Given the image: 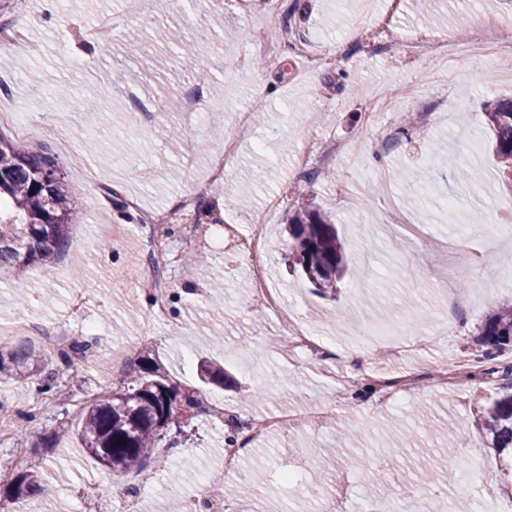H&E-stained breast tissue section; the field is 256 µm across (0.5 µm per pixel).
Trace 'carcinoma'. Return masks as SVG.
Here are the masks:
<instances>
[{
	"instance_id": "carcinoma-1",
	"label": "carcinoma",
	"mask_w": 512,
	"mask_h": 512,
	"mask_svg": "<svg viewBox=\"0 0 512 512\" xmlns=\"http://www.w3.org/2000/svg\"><path fill=\"white\" fill-rule=\"evenodd\" d=\"M483 128L493 143V154L503 181L512 188V99L485 103ZM57 158L46 152H31L0 136V268L22 274L34 263H51L70 243V230L77 217L76 205L63 185ZM288 261L307 267L318 276L315 291L336 295L347 272L342 242L330 215L311 204L288 217ZM479 340L501 356L512 348V301L495 306L486 315ZM70 352L58 353L49 362L19 346L0 356V374L28 378L41 376V393L52 401L62 392L60 371L72 366ZM139 375L131 384L84 407L83 423L77 431L84 451L100 465L124 473L145 462L163 434L161 426L174 411L163 398L185 404L187 419L206 411V393L180 389L170 383L149 357L137 363ZM476 429L491 442L506 470L512 471V394L495 398L476 414ZM46 459L29 460L0 481V490L10 501H21L49 487L41 480Z\"/></svg>"
}]
</instances>
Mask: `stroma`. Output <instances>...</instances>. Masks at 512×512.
Segmentation results:
<instances>
[{
    "label": "stroma",
    "mask_w": 512,
    "mask_h": 512,
    "mask_svg": "<svg viewBox=\"0 0 512 512\" xmlns=\"http://www.w3.org/2000/svg\"><path fill=\"white\" fill-rule=\"evenodd\" d=\"M217 10L225 18L220 31L204 25ZM430 13L450 17L442 35L467 48L449 64L404 42L431 34ZM0 16L21 21L28 58L20 66L0 47V104L34 126L39 147L57 156L79 211L58 262L29 266L20 280L0 273V351L28 345L53 354L57 336L67 332L96 356L91 363L74 358L62 380L68 398L49 405L36 378L0 376V410L11 420L0 437V472L14 470V449L30 447L36 436L58 439L45 468L54 493L30 499L33 512H77L75 493L89 481L100 485V512H117L131 482L139 485L137 512H169L217 471L228 426L212 414L193 418L180 436L161 438L138 471L112 473L80 448L72 399L90 402L125 386L144 352L183 388L200 387L204 358L224 363L239 381L236 389L207 391L211 404L249 420L252 447L268 451L261 482L246 462L223 477L235 489L238 512H313L282 484L281 468L298 467L301 481H310L318 454L349 431L355 439L345 445L340 509L360 512L379 494V472L396 479L407 473L384 452L391 433L401 432L408 447H426L412 421L418 408L458 435L456 454L429 467L420 487L438 490L446 512L462 498L470 512H512L504 491L512 478L474 425L485 398L504 394V380L460 376L444 388L426 374L443 358L482 360L478 330L490 309L512 299L505 243L474 225L480 213L512 225V192L499 181L478 114L483 101L512 97V47L491 53L484 41L512 33V0H194L188 9L183 0H160V20L177 21L204 47L177 59L163 78L144 75L134 84L119 79L112 55L82 37L108 16L122 43L132 24L121 0H0ZM352 28L356 37L345 41ZM200 71L208 83L196 81ZM192 92L207 102L205 122L188 121L177 106ZM88 95L94 109L75 110V99ZM139 101L155 108L146 128L128 122ZM217 115L224 119L220 139L210 132ZM228 139L238 144L230 158ZM219 162L224 177L207 180ZM456 164L476 180L455 182ZM255 170L260 180L249 179ZM111 190L137 197L138 207L118 212ZM190 193L191 218L208 238L223 236L225 225L267 218L268 260L285 313L253 307L246 262L208 242L201 249L224 283V304L214 306L212 279L187 263L190 249L177 229L161 258L173 289L171 319L149 320L151 287L136 278L141 216L176 207ZM307 196L330 215L345 247L349 274L332 299L315 295L288 266L284 223ZM461 249L472 254L474 271L439 288L431 274L447 269ZM45 288L55 291L48 306L39 302ZM76 291L87 296L77 314L68 305ZM22 292L40 305L34 341L8 332ZM300 319L323 334L329 352L320 360L300 352L287 364L276 350L290 344ZM410 371L422 374L419 387L379 404L377 379ZM356 375L361 384L350 385ZM256 388L262 397L248 402L247 391ZM328 403L329 421L309 425L312 408ZM279 411L294 414V423L281 434H261Z\"/></svg>",
    "instance_id": "1"
}]
</instances>
